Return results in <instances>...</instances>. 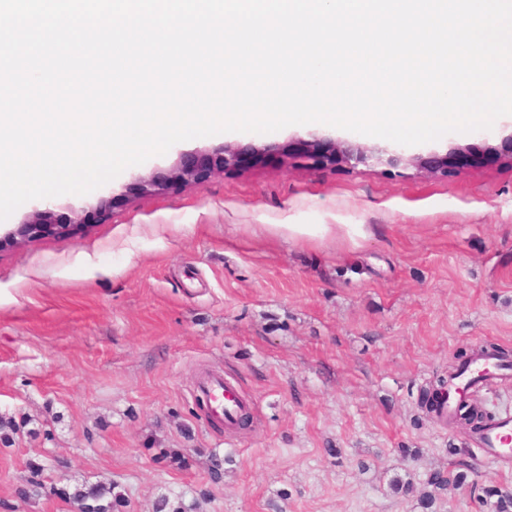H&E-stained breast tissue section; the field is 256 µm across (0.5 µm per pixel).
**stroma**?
I'll list each match as a JSON object with an SVG mask.
<instances>
[{"label": "stroma", "mask_w": 512, "mask_h": 512, "mask_svg": "<svg viewBox=\"0 0 512 512\" xmlns=\"http://www.w3.org/2000/svg\"><path fill=\"white\" fill-rule=\"evenodd\" d=\"M511 132L505 115L416 150L496 146ZM312 136L350 133L314 124L179 142L0 222L45 208L85 219L73 236L0 248V418L13 424L0 512H74L51 487L86 481L119 484L124 512H153L163 495L190 512H494L482 489L512 490V470L478 458L469 432L419 397L459 353L512 349V165L398 174L277 156L200 186L138 190L183 154ZM209 373L248 400V428L199 409ZM31 459L44 487L24 497ZM437 469L468 482L431 508L389 488Z\"/></svg>", "instance_id": "stroma-1"}]
</instances>
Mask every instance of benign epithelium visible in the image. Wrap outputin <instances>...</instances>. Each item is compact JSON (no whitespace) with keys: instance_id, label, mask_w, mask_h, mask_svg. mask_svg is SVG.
<instances>
[{"instance_id":"1","label":"benign epithelium","mask_w":512,"mask_h":512,"mask_svg":"<svg viewBox=\"0 0 512 512\" xmlns=\"http://www.w3.org/2000/svg\"><path fill=\"white\" fill-rule=\"evenodd\" d=\"M278 154L299 164L331 168L349 167L374 162L391 168L413 165L430 173H448V168H466L476 165L512 163V134L502 139L498 147L488 146L483 153H471L465 148H455L443 155L410 154L407 148L365 146L357 141L342 139H310L297 137L285 145L269 144L262 148L224 147L213 153L183 154L172 173L153 175L139 183L143 194L167 191L187 184L201 185L217 171L244 169L261 162L264 157ZM78 228L72 218L61 217L50 210L37 211L34 219L19 224L0 235V247L5 243L19 244L28 238L65 237Z\"/></svg>"}]
</instances>
